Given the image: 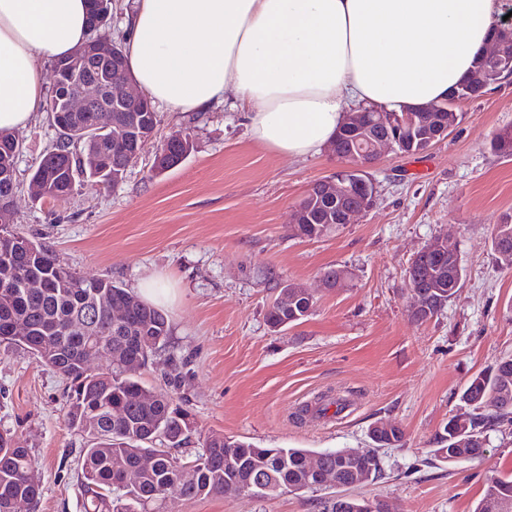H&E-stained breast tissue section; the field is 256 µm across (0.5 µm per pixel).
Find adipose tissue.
<instances>
[{"instance_id":"1","label":"adipose tissue","mask_w":512,"mask_h":512,"mask_svg":"<svg viewBox=\"0 0 512 512\" xmlns=\"http://www.w3.org/2000/svg\"><path fill=\"white\" fill-rule=\"evenodd\" d=\"M89 0H0V131L44 103L41 67L89 36ZM503 0H136L125 55L173 112L233 97L253 140L294 158L365 105L414 112L469 75Z\"/></svg>"}]
</instances>
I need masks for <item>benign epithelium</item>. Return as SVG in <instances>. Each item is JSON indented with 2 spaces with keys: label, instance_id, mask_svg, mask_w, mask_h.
<instances>
[{
  "label": "benign epithelium",
  "instance_id": "obj_1",
  "mask_svg": "<svg viewBox=\"0 0 512 512\" xmlns=\"http://www.w3.org/2000/svg\"><path fill=\"white\" fill-rule=\"evenodd\" d=\"M485 58L495 63V67L483 80V87L512 78V51L505 44L493 40ZM54 71L55 82L51 92V110L54 112L146 111L144 96L130 88L131 76L119 63L118 51L108 39L93 37L65 60L55 62ZM470 99L471 93L463 87L453 98L425 108L429 123L423 132L414 130L411 114L387 115L383 110H377L375 124L383 129V133L372 136L366 128L350 131L352 161L323 180L326 192L338 200L355 193L370 203L374 202L377 184L369 176L367 168L379 159L381 149L387 146L411 151L416 145H430L447 137L454 122L455 104ZM328 482L340 490L333 500L336 512H388L386 504L379 499L362 501L344 494L347 486L336 482L335 473H324L323 483Z\"/></svg>",
  "mask_w": 512,
  "mask_h": 512
}]
</instances>
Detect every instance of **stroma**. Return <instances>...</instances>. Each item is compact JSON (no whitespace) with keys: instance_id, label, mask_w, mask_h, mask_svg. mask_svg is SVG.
Instances as JSON below:
<instances>
[{"instance_id":"1","label":"stroma","mask_w":512,"mask_h":512,"mask_svg":"<svg viewBox=\"0 0 512 512\" xmlns=\"http://www.w3.org/2000/svg\"><path fill=\"white\" fill-rule=\"evenodd\" d=\"M157 141L189 134L190 155L155 173L148 147L123 180L86 186L63 201H32L28 183L56 138L47 112L22 130L16 163L22 185L12 226L49 245L57 260L128 290L148 277L174 289L168 349L140 371L191 414L193 432L173 456L188 461L212 434L262 448H366L384 422L404 433L380 449L381 477L352 495L385 501L391 512H473L491 478L512 475V426L491 428L484 456L436 459V437L465 410L461 393L476 373L512 356V269L491 238L512 224V157L491 148L512 125V81L458 104L443 140L409 156L384 150L368 172L378 186L355 223L318 238L291 230L313 183L333 175L331 149L288 158L255 142L246 113L228 102L200 112L157 106ZM458 244L462 286L438 317L415 322L405 273L439 237ZM331 268L341 286L324 287ZM288 283L309 288L305 320L276 331L266 310ZM67 383L26 350L0 344V433L36 462L40 499L22 512H82L84 441L65 418ZM348 396L341 418L299 417L322 392ZM337 490L324 486L268 499L172 496L175 512H319Z\"/></svg>"}]
</instances>
